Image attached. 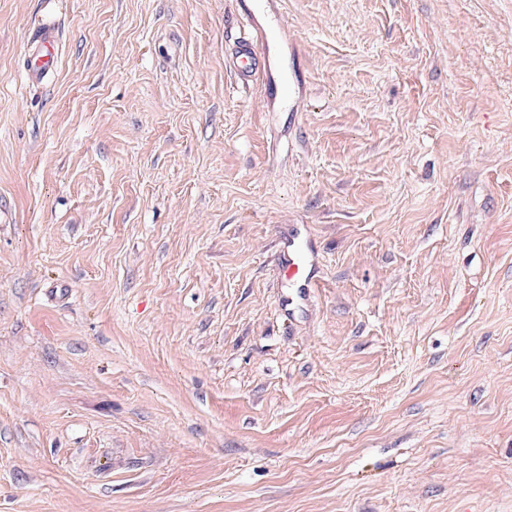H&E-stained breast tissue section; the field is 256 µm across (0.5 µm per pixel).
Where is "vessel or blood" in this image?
Segmentation results:
<instances>
[{"instance_id":"1","label":"vessel or blood","mask_w":512,"mask_h":512,"mask_svg":"<svg viewBox=\"0 0 512 512\" xmlns=\"http://www.w3.org/2000/svg\"><path fill=\"white\" fill-rule=\"evenodd\" d=\"M283 27L282 21H275L265 31L247 29L237 41L231 59V69L239 84L250 86L263 81L269 95L286 96L288 82L285 77L273 74L276 40ZM61 36L58 28L41 25L35 27L25 57V69L31 84H40L57 68ZM280 262L288 273V279L303 293H313L318 283L309 272L310 259L301 243L289 242L280 254Z\"/></svg>"}]
</instances>
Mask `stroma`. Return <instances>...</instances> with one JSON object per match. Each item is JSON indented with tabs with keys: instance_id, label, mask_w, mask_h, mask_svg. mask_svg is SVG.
I'll use <instances>...</instances> for the list:
<instances>
[{
	"instance_id": "1",
	"label": "stroma",
	"mask_w": 512,
	"mask_h": 512,
	"mask_svg": "<svg viewBox=\"0 0 512 512\" xmlns=\"http://www.w3.org/2000/svg\"><path fill=\"white\" fill-rule=\"evenodd\" d=\"M240 2L0 0V512H512V0ZM251 11L246 10L243 16L246 19V32L243 37L237 38V47L232 55L230 68L237 81L242 86L250 87L258 79L265 84L270 96L279 95L284 98L290 95L292 75L287 79L281 74L277 79L273 76L275 62V40L283 27L282 18L277 19L272 28L260 32L250 26ZM60 42L58 28L47 25L34 28L25 57V69L32 85L40 84L56 71ZM280 262L288 273V280L300 288L301 292L311 294L318 288L317 281L308 270L312 260L306 256L300 242L290 241L280 254Z\"/></svg>"
}]
</instances>
